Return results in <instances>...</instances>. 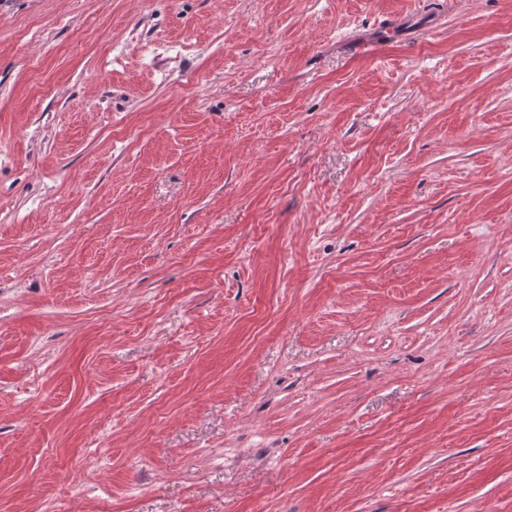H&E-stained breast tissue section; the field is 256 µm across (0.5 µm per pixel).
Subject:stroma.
I'll return each instance as SVG.
<instances>
[{
    "label": "stroma",
    "mask_w": 512,
    "mask_h": 512,
    "mask_svg": "<svg viewBox=\"0 0 512 512\" xmlns=\"http://www.w3.org/2000/svg\"><path fill=\"white\" fill-rule=\"evenodd\" d=\"M0 512H512V0H0Z\"/></svg>",
    "instance_id": "35a3bbf8"
}]
</instances>
